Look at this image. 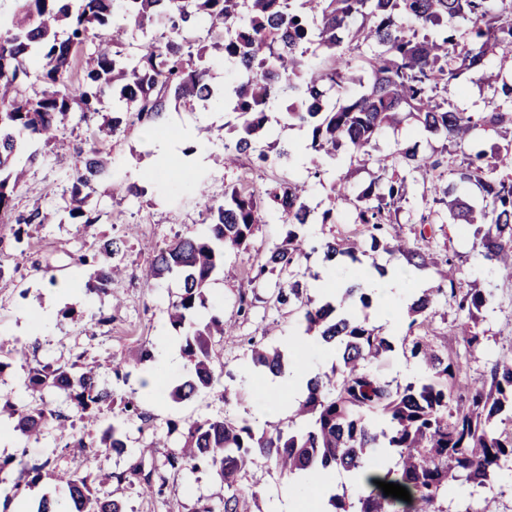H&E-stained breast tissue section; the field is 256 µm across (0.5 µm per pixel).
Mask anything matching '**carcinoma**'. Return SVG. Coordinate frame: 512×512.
Masks as SVG:
<instances>
[{"instance_id": "1", "label": "carcinoma", "mask_w": 512, "mask_h": 512, "mask_svg": "<svg viewBox=\"0 0 512 512\" xmlns=\"http://www.w3.org/2000/svg\"><path fill=\"white\" fill-rule=\"evenodd\" d=\"M117 15L143 30L156 29L142 54L126 52L127 27L114 21ZM444 18L462 20L465 29L439 30ZM366 44L376 49L366 55ZM211 49L238 72V82L222 89L211 84L212 63L206 60ZM496 57L512 59V0H0V224L21 187V158L33 163L48 154L56 131L74 110L82 119L100 114L108 89L118 112L98 124L74 174L67 206L74 224L94 223L85 204L97 180L112 168L99 143L115 136L122 123L152 127L173 102L184 107L211 102L224 106V127L234 133L224 145V168L243 158L274 164L291 159L287 150L272 159L265 148L268 104L280 98L289 102L284 124L311 133L306 150L313 177L322 175L320 162L336 161L344 145L351 151L350 164L377 166L378 175L355 195L342 179L332 184L334 202L351 209L360 229L325 242L326 260L361 264L383 251L415 268L436 264L420 246L433 227L428 215H421L414 242L392 233L408 184L420 183L424 205L448 206V223L469 228L473 246L512 280V72L489 71ZM33 58L40 61L34 76ZM357 58L361 76L352 71ZM476 73L497 100L491 111L469 113L437 102L439 89ZM32 76L42 89L31 95ZM338 94L345 102H336ZM406 109L415 111L420 132L456 146L477 127L501 143L460 161L421 154L414 145L376 157L379 133ZM302 193L292 182L260 191L228 184L224 197L207 206L206 231L176 237L141 272L146 287L166 278L180 284L168 319L183 332L181 349L189 368L170 396L188 400L213 385L215 338L232 335L221 317L198 320L206 307L205 289L227 256L255 249L254 231L264 223L267 207L282 214L285 236L262 251L248 279L274 272L285 276L276 303L299 318L298 349L311 339L336 349V362L308 381L287 423L260 427L227 414L172 423L171 428H182V442L160 464L147 470L137 459L97 485L71 471L62 477L68 504L45 499L38 512H125L120 501L102 492L103 484L135 478L150 487L161 469L202 468L215 474L228 494L220 506L204 505L198 512H247L237 486L258 459L272 463L289 481L300 476L312 481L336 471H366L377 448L391 452L384 475L367 476L366 490L355 497L345 488L331 495L329 512H444L439 500L448 478L494 487L512 462V429L500 428L512 424V358H499L487 374L464 380L448 346L430 339L427 323L437 299H448L457 314L454 336L474 352L483 341L478 314L491 302V291L469 287L454 257L445 256L442 283L422 291L408 307L407 351L424 376L393 385L374 371L393 351L392 341L367 314L343 312L351 303L372 307V289L351 283L336 289V303L317 305L302 283L311 250L310 210ZM45 221L47 215L37 208L17 219L15 242L23 243L25 227ZM95 251L90 259L79 258L80 265L90 267L86 291L106 292L121 273L118 259L127 241L100 240ZM251 362L257 372L275 377L292 365L280 349L261 343L251 344ZM25 386L31 400L19 406L1 396L0 415L13 419L14 430L26 437L41 434L49 424L65 428L74 418L93 427L101 407L114 403L96 370L75 363L31 367ZM46 390L63 395L69 411L50 407ZM121 412L127 422L149 421L133 398L121 401ZM72 447L80 449L81 467L90 470L102 448L124 454L127 433L122 425L99 436L87 431L74 436ZM42 470L1 459L0 492L7 499L18 496L41 479ZM376 479L407 488L411 501L384 495Z\"/></svg>"}]
</instances>
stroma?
I'll return each instance as SVG.
<instances>
[{"label":"stroma","instance_id":"obj_1","mask_svg":"<svg viewBox=\"0 0 512 512\" xmlns=\"http://www.w3.org/2000/svg\"><path fill=\"white\" fill-rule=\"evenodd\" d=\"M224 122L223 109L201 102L191 110L181 107L167 112L151 132L137 125L122 127L104 145L112 157V175L96 184L88 200V209L95 218L88 228L70 223L64 207L72 175L81 164L95 125L68 122L59 134L57 148L49 152L45 162L28 169L26 185L12 202L14 215H25L38 207L48 213L47 223L30 227L28 245L23 250L18 249L10 225L0 226V344L6 349L0 356V395L10 396L21 405L27 403L25 377L29 367L39 362H75L81 366L97 363L102 381L115 394L138 399L152 417L150 426L140 428L125 424L119 407L102 409L99 427L124 423L128 452L121 456L101 454L93 474L125 471L153 435L167 436L169 446H176L177 436L167 433L171 420H200L228 412L260 426L268 421L259 401L251 395L258 387L250 369L251 346L262 343L280 347L299 330L296 317L274 302L278 277L270 275L252 284L242 273L224 272L210 282L205 291L206 312L234 323L235 333L216 339V380L211 388L191 399L173 401L167 388L169 382L185 374L184 356H176L169 363L158 358L142 362L120 378L103 365L110 354L128 352L143 343L155 347L166 339L180 343V335L167 317L168 306L180 293L178 282L168 279L147 288L138 275L158 249L166 247L175 236L203 232L207 197L199 195L198 182H205L210 195L218 197L225 185L242 180L255 187L290 180L305 187L302 199L312 213L309 231L313 238L338 236L351 227V213L333 207L330 199V185L341 174V167L314 178L308 172V155L303 152L292 161L272 166L260 168L246 163L225 169L213 161L229 138ZM160 139L170 146V166L166 169L159 164L156 142ZM414 143L423 153L441 146L440 141H427L414 120L405 119L382 130L377 153L383 156L396 146ZM190 145L195 146V153L183 156V149ZM133 182L146 188L144 199L125 196V186ZM329 208L335 211V221L326 224L322 214ZM123 235L129 238V249L121 261L125 268L122 278L113 282L111 292L75 300V292L81 290L87 278L77 258L92 254L99 238ZM429 249L439 258L449 251L458 253L465 279L495 291L492 304L480 314L483 351L472 355L463 345L453 347L467 376L481 377L489 362L512 357V282L502 279L473 250L472 236L461 226L446 224L436 230ZM242 305L247 308L243 315L238 312ZM16 347L25 348L26 358L11 356V349ZM228 384L249 390V397L225 406L224 387ZM72 435V429L53 427L38 437L14 436L11 447L0 450L2 459L21 456L44 464L42 479L22 494L31 505H38L45 497L56 500L65 496L66 488L56 475L80 465L79 456L69 447ZM164 478L159 490L145 491L139 484L126 482L112 483L109 490L126 512H195L199 500L216 503L226 493L223 483L206 471H168ZM240 486L244 495L256 497L248 506L249 512H298L286 495V479L280 478L271 464L252 466ZM488 496L495 497L497 512H512V464L505 467L503 477L490 490L462 480L449 482L442 507L444 512H480Z\"/></svg>","mask_w":512,"mask_h":512}]
</instances>
